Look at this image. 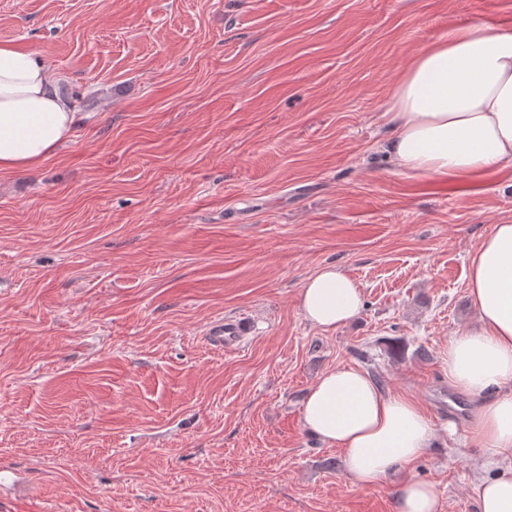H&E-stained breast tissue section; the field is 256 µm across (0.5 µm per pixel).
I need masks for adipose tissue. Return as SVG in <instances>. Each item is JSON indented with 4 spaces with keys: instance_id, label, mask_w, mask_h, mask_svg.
I'll return each mask as SVG.
<instances>
[{
    "instance_id": "ef3b65f1",
    "label": "adipose tissue",
    "mask_w": 512,
    "mask_h": 512,
    "mask_svg": "<svg viewBox=\"0 0 512 512\" xmlns=\"http://www.w3.org/2000/svg\"><path fill=\"white\" fill-rule=\"evenodd\" d=\"M386 110L393 132L384 148L403 170L423 176H469L512 168V32L470 22L422 48L393 85ZM77 114L46 61L0 43V170L29 169L70 138ZM476 327L448 339L442 361L448 385L467 397V437L490 456L512 454V223L495 225L469 261ZM362 293L326 267L298 293L305 320L325 330L356 317ZM305 428L342 449L347 476L371 486L431 448L435 430L413 398L385 392L352 367L326 370L311 386ZM478 512H512V472L482 478ZM434 487L400 486L395 512H440Z\"/></svg>"
}]
</instances>
